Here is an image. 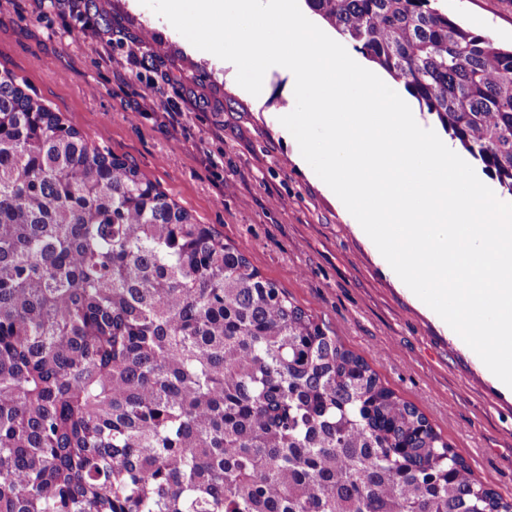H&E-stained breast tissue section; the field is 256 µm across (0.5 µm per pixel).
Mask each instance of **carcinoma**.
I'll return each instance as SVG.
<instances>
[{"instance_id":"carcinoma-1","label":"carcinoma","mask_w":512,"mask_h":512,"mask_svg":"<svg viewBox=\"0 0 512 512\" xmlns=\"http://www.w3.org/2000/svg\"><path fill=\"white\" fill-rule=\"evenodd\" d=\"M512 195V47L306 0ZM0 512H512L211 224L0 75Z\"/></svg>"}]
</instances>
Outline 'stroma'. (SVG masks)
<instances>
[{
	"instance_id": "obj_1",
	"label": "stroma",
	"mask_w": 512,
	"mask_h": 512,
	"mask_svg": "<svg viewBox=\"0 0 512 512\" xmlns=\"http://www.w3.org/2000/svg\"><path fill=\"white\" fill-rule=\"evenodd\" d=\"M463 27L512 45V0H441ZM151 29L165 45L142 43ZM90 144L126 159L213 225L261 274L363 355L475 476L512 497V388L388 270L343 204L299 167L279 130L295 96L261 99L140 0H0V73Z\"/></svg>"
}]
</instances>
